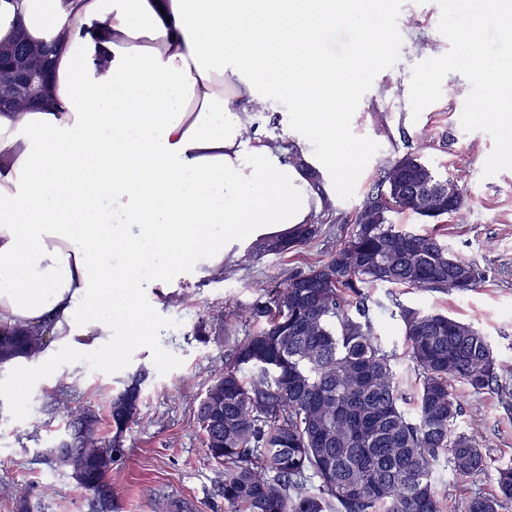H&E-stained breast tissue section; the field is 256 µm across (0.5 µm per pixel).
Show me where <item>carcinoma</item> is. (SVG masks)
Returning a JSON list of instances; mask_svg holds the SVG:
<instances>
[{
  "instance_id": "cac0c4a2",
  "label": "carcinoma",
  "mask_w": 512,
  "mask_h": 512,
  "mask_svg": "<svg viewBox=\"0 0 512 512\" xmlns=\"http://www.w3.org/2000/svg\"><path fill=\"white\" fill-rule=\"evenodd\" d=\"M54 51V43H31L22 33L0 46V90L12 91L7 111L47 103ZM23 68L38 75L27 92L15 90ZM466 208L463 190L440 178L421 149L409 150L381 166L326 258L271 281L264 298L224 313L214 332L236 340L195 415L209 455L224 464L225 512H442L435 469L472 481L488 471L486 449L458 429L464 407L452 383L474 395L495 393L512 409V391L502 384L512 367L471 324L394 300L418 379L408 412L397 354L380 343L366 292L377 284L440 293L476 287L482 273L474 262L449 252L433 234L390 222L396 210L437 220ZM331 211L328 203L288 237L254 244L245 260L258 258L261 248L282 256L308 244ZM258 322L262 327L249 332ZM44 346L41 332L2 326L0 368ZM141 384L134 377L112 397L110 439L94 409L66 407L67 386L60 385L53 401L66 409L68 440L47 454L95 493L91 512H112V470L138 415ZM495 471L496 491L470 492L460 512H503L512 504V465Z\"/></svg>"
}]
</instances>
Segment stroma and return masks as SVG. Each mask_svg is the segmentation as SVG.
Instances as JSON below:
<instances>
[{"instance_id": "stroma-1", "label": "stroma", "mask_w": 512, "mask_h": 512, "mask_svg": "<svg viewBox=\"0 0 512 512\" xmlns=\"http://www.w3.org/2000/svg\"><path fill=\"white\" fill-rule=\"evenodd\" d=\"M384 29L390 36L387 56L363 77L348 127L339 138L343 160L356 169L354 179L336 194L335 212L352 216L371 189L379 167L406 152L419 139L430 147L425 161L440 175L458 182L467 199V220L444 216L430 223L408 212L392 213L393 224L419 233L438 234L449 249L474 260L484 274L477 288L464 293L419 292L378 285L369 288L376 302L383 345L400 357L398 378L406 394L417 379L407 361L393 301L439 311L471 323L488 336L499 357L512 364V170L483 177L493 148L490 136L465 132L460 125L470 84L449 74L441 99L413 118L406 89L412 66L421 61L420 44L434 55L449 44L438 32L440 9L434 0H386ZM343 224H325L307 246L285 257L269 256L247 266L225 269L223 279H178L163 306L143 299L145 327L140 340L117 359L90 351L28 368L35 390L0 398V512H18L17 491L29 493L41 512H89L88 493L70 474L50 463L46 450L63 434L64 416L49 407L60 376L70 381L71 406L92 407L101 430L111 435L108 408L129 377L143 374L137 419L125 433L126 455L112 474L115 512H225L220 486L224 467L208 458L204 434L194 417L196 398L214 370L224 364L227 338L199 339L201 320L223 316L239 303L259 298L266 285L291 268H305L325 258ZM455 392L465 412L458 421L468 429L481 423L478 440L495 463L512 461V411L496 394L471 395L463 385Z\"/></svg>"}]
</instances>
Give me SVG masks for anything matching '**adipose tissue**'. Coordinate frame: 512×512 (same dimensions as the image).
I'll list each match as a JSON object with an SVG mask.
<instances>
[{
	"mask_svg": "<svg viewBox=\"0 0 512 512\" xmlns=\"http://www.w3.org/2000/svg\"><path fill=\"white\" fill-rule=\"evenodd\" d=\"M271 2L0 0V43L69 29L52 106L0 112V325L123 350L119 318L142 297L311 223L352 180L336 134L359 77L322 55V33L352 25L369 63L387 48L382 18ZM272 99L295 137L257 129Z\"/></svg>",
	"mask_w": 512,
	"mask_h": 512,
	"instance_id": "ef3b65f1",
	"label": "adipose tissue"
}]
</instances>
